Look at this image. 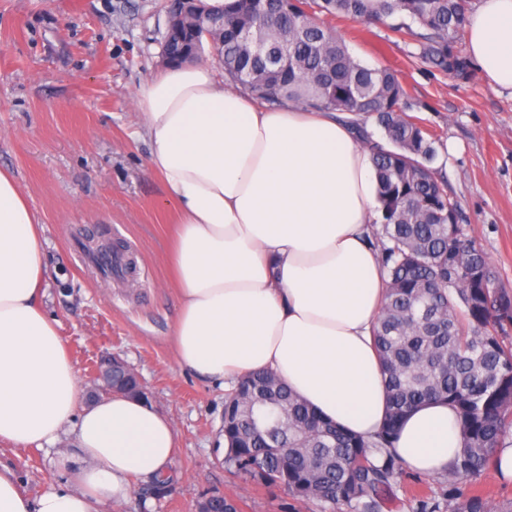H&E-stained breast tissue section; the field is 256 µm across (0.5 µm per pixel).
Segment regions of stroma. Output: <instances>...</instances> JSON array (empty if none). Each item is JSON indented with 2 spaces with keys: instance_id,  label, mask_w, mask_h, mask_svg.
Listing matches in <instances>:
<instances>
[{
  "instance_id": "stroma-1",
  "label": "stroma",
  "mask_w": 512,
  "mask_h": 512,
  "mask_svg": "<svg viewBox=\"0 0 512 512\" xmlns=\"http://www.w3.org/2000/svg\"><path fill=\"white\" fill-rule=\"evenodd\" d=\"M166 0H0V167L14 172L44 226L46 310L57 318L83 390L101 360L135 369L154 406L172 419L179 454L169 495L131 491L108 512H195L202 496L240 497L242 512L297 508L287 490L227 470L219 437L224 390L181 367L174 326L181 305L171 279L175 212L148 166L139 88L164 69ZM349 52L368 67L397 70L440 139L438 161L470 235L512 289V93L484 77L464 82L413 58L386 26L330 18ZM122 244L134 267L104 278L81 257L88 243ZM68 441L0 451L25 490L39 497L59 479ZM439 501L443 474L404 471L390 512H418L408 487Z\"/></svg>"
}]
</instances>
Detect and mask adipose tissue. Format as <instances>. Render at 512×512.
<instances>
[{"label":"adipose tissue","mask_w":512,"mask_h":512,"mask_svg":"<svg viewBox=\"0 0 512 512\" xmlns=\"http://www.w3.org/2000/svg\"><path fill=\"white\" fill-rule=\"evenodd\" d=\"M466 48L489 83L512 92V0H480ZM137 103L149 168L178 212L180 366L223 387L271 370L342 430L377 433L387 403L372 340L385 279L370 240L377 181L349 114L262 107L204 62L170 65ZM42 232L0 170V442L71 445L56 459L59 481L36 499L0 462V512H102L129 496L131 480L168 473L176 428L144 399L82 403L44 311ZM461 446L455 409L431 402L404 417L394 451L432 475Z\"/></svg>","instance_id":"adipose-tissue-1"}]
</instances>
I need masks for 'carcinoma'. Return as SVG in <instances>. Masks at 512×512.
Returning <instances> with one entry per match:
<instances>
[{
	"mask_svg": "<svg viewBox=\"0 0 512 512\" xmlns=\"http://www.w3.org/2000/svg\"><path fill=\"white\" fill-rule=\"evenodd\" d=\"M472 0H233L215 46L224 77L256 99L292 100L350 112L377 177L379 221L370 225L387 274L373 327L387 393V416L372 440L339 430L269 371H256L224 396V463L288 489L322 512H383L403 464L393 451L402 418L431 401L458 414L463 446L445 472L447 497L424 512H512V500L463 491L494 466L512 439V291L463 224L459 200L436 165L439 139L408 113L411 95L397 72L354 58L324 16L389 29L416 46L420 63L461 80L473 66L460 40ZM373 119L384 142L367 127ZM173 478L143 492L162 497ZM207 512H240L213 494Z\"/></svg>",
	"mask_w": 512,
	"mask_h": 512,
	"instance_id": "cac0c4a2",
	"label": "carcinoma"
}]
</instances>
